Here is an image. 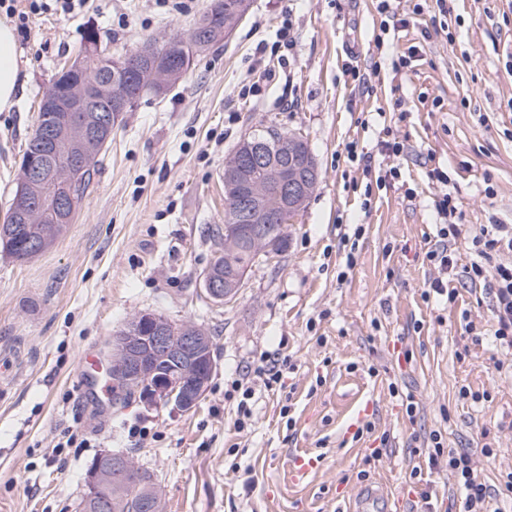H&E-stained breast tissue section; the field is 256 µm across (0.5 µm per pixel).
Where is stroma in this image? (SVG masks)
<instances>
[{
    "instance_id": "1",
    "label": "stroma",
    "mask_w": 512,
    "mask_h": 512,
    "mask_svg": "<svg viewBox=\"0 0 512 512\" xmlns=\"http://www.w3.org/2000/svg\"><path fill=\"white\" fill-rule=\"evenodd\" d=\"M211 2L177 13L161 0H88L33 20L18 104L0 112V219L39 102L87 30L128 53L186 35ZM415 2L382 12L376 0H252L230 37L125 113L53 244L23 261L0 252V512H80L85 467L104 451L154 474L164 512H350L366 489L404 512H461L454 477L428 463L434 433L445 451L472 454L482 482L512 473V352L492 336L488 287L456 277L455 302L428 293L439 189L424 166L429 153L448 171L463 224L455 260L467 266L480 225L512 224V0H447L448 15L428 7L398 27ZM285 25L287 63L256 54ZM412 45L413 68L395 72ZM268 127L304 137L319 180L287 249L217 304L200 281L224 250L219 174ZM389 132L401 156L379 154ZM386 165L400 185L376 187ZM141 312L212 332L216 369L191 411L79 380L82 353L110 358ZM283 358L281 386L264 388L256 368ZM243 378L255 393L241 429L232 384ZM302 457L315 465L299 479Z\"/></svg>"
}]
</instances>
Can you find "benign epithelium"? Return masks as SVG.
Returning a JSON list of instances; mask_svg holds the SVG:
<instances>
[{
	"mask_svg": "<svg viewBox=\"0 0 512 512\" xmlns=\"http://www.w3.org/2000/svg\"><path fill=\"white\" fill-rule=\"evenodd\" d=\"M189 50L185 65L192 64L204 47L201 37L182 44H172L167 50ZM153 58V48L144 46L135 57H121L102 53L98 42H87L80 55L69 65L74 79L61 94L47 93L42 100V111L49 113L47 137L40 151L23 162V179L13 200L15 214L28 224L44 223L43 207L30 199L29 187L43 181L54 185L56 224H69L72 217L67 212L76 208L77 198L72 185L91 167L94 152L91 142L100 137L112 136V123L128 111L132 95L128 91L118 94L110 117H105L98 102L112 98V73L123 77V85H132L129 77L138 64ZM103 69L107 79L88 83L82 75L88 64ZM252 164H262L269 170L270 182L276 188V202L269 201L270 193L263 187L251 184L241 198L240 208L248 215L246 232L261 236L272 212L290 214L301 208L302 203L317 184L319 172L311 155H299L296 141L282 139L276 149L263 138L244 140L238 153L224 168V183L235 184L245 177ZM244 281V275L227 276L220 270L209 268L203 276V288L215 302L229 301L235 297ZM186 361L191 372L169 373L154 377L153 361ZM215 369L211 346L201 332L184 330L150 312L137 314L113 338L112 366L109 383L112 388L125 391L132 387L146 403H163L186 412L193 409L204 395ZM130 473L126 456L105 452L90 461L85 470L86 498L98 499L100 486L112 477Z\"/></svg>",
	"mask_w": 512,
	"mask_h": 512,
	"instance_id": "obj_1",
	"label": "benign epithelium"
}]
</instances>
